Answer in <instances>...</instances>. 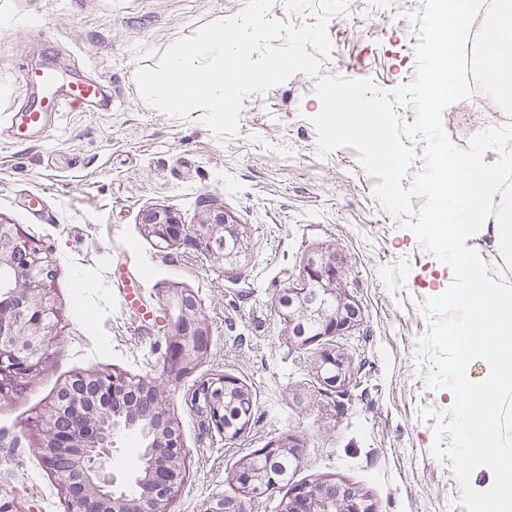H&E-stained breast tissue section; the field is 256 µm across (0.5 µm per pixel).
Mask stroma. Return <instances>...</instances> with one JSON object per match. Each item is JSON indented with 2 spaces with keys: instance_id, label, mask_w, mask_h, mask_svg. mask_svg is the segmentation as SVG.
Wrapping results in <instances>:
<instances>
[{
  "instance_id": "1",
  "label": "stroma",
  "mask_w": 512,
  "mask_h": 512,
  "mask_svg": "<svg viewBox=\"0 0 512 512\" xmlns=\"http://www.w3.org/2000/svg\"><path fill=\"white\" fill-rule=\"evenodd\" d=\"M246 0H0V220L48 248L59 313L45 362L26 387L0 401V487L22 512H67L65 491L39 453L41 415L78 374L105 370L158 386L186 454L170 512H203L239 495L230 480L245 456L289 436L301 443L288 485L244 499L246 512H281L289 485L331 479L355 486L377 512H466L450 460L433 452L434 420L447 389H429L416 342L429 323L425 298L444 293L448 267L375 196L358 153H316L315 77L296 74L242 99L235 135L218 139L201 113L169 116L145 102L135 76L172 42L237 17ZM332 54L321 72L370 78L384 90L416 74L418 27L391 0H354L327 24ZM86 69L112 97L108 112H67L57 130L13 141L7 119L21 99L20 63ZM512 123L485 94L450 104L443 127L467 148ZM222 205L248 250L227 265L191 246L164 247L141 212L167 207L197 223ZM333 250L361 317L343 335L307 346L288 339L278 310L284 288L313 254ZM194 294L211 328L209 351L179 379L163 366L168 320ZM90 307L97 330L76 317ZM344 355L350 378L327 386L324 351ZM227 375L249 390L253 412L238 438L207 431L195 387Z\"/></svg>"
}]
</instances>
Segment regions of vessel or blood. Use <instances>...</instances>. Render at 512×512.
Wrapping results in <instances>:
<instances>
[{
  "label": "vessel or blood",
  "mask_w": 512,
  "mask_h": 512,
  "mask_svg": "<svg viewBox=\"0 0 512 512\" xmlns=\"http://www.w3.org/2000/svg\"><path fill=\"white\" fill-rule=\"evenodd\" d=\"M20 72L29 98L8 119L15 141L26 142L48 134L63 113L107 112L112 108L111 96L95 80L66 77L49 66H24Z\"/></svg>",
  "instance_id": "1"
}]
</instances>
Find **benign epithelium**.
Instances as JSON below:
<instances>
[{"instance_id":"obj_1","label":"benign epithelium","mask_w":512,"mask_h":512,"mask_svg":"<svg viewBox=\"0 0 512 512\" xmlns=\"http://www.w3.org/2000/svg\"><path fill=\"white\" fill-rule=\"evenodd\" d=\"M148 234L168 247L191 245L237 263L245 252L238 222L224 207L208 204L200 221L182 223L169 208L142 211ZM55 261L37 240L14 224L0 220V396L12 395L32 377L46 359L54 318L51 304ZM336 253L304 262L301 286L288 287L279 298L280 313L288 322L294 343L307 346L352 328L360 308L342 288ZM210 329L199 316L196 298L181 295L180 316L171 323L167 369L179 378L208 352ZM324 382L334 387L349 378L344 357L322 354ZM156 387L104 372L79 374L59 389L43 415L40 451L44 466L61 477L69 512H170L169 505L185 480L186 461L178 429L169 412L156 405ZM203 401L208 427L228 439L248 425L251 412L232 406L251 396L237 379L219 376L201 382L193 391ZM132 434L143 452L133 476L131 492L116 488L112 476L115 438ZM298 444L277 441L244 457L232 481L245 495H260L288 476L264 464L284 456L295 457ZM204 512H245L243 501L221 497L206 503ZM282 512H376L375 505L355 487L331 480L296 484L289 488Z\"/></svg>"}]
</instances>
